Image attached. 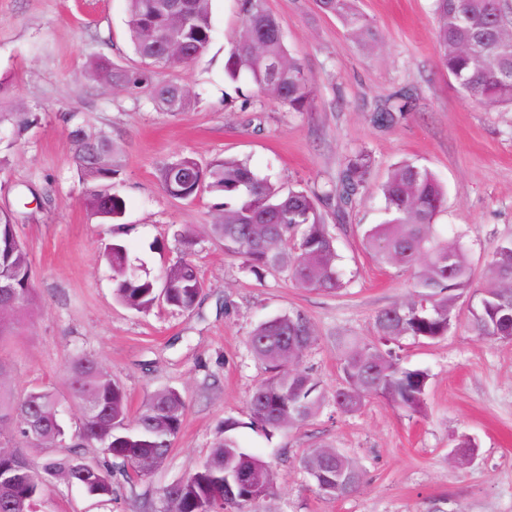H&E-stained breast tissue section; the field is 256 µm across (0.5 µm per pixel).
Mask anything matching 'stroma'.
I'll list each match as a JSON object with an SVG mask.
<instances>
[{"mask_svg": "<svg viewBox=\"0 0 512 512\" xmlns=\"http://www.w3.org/2000/svg\"><path fill=\"white\" fill-rule=\"evenodd\" d=\"M265 5L317 83L309 111H289L251 84L235 93L225 82L237 0H211L213 40L202 57L154 72L155 83L174 81L193 94L175 115L89 75L99 59L137 64L127 0H0V109L31 115L23 128L0 125V213L15 218L38 300L21 330L0 341L11 386L19 394L65 393L64 365L85 354L125 389L130 418L161 389L186 400L180 431L150 475L130 482L114 474L109 498L56 480L36 512H159V490L209 456L228 419L238 422L241 445L274 473L275 493L255 512H512V342L470 332L468 297L458 299L448 336L407 340L398 352L404 367L430 374L423 414L371 399L354 414L325 405L308 423L270 434L251 423L249 397L269 376L247 347L259 322L289 311L307 316L317 340L302 365L330 394L341 382L334 337L373 339L376 313L408 296L409 272L376 263L361 236L384 218L377 186L392 165L409 161L438 176L448 190L438 221L459 235L476 269L512 239V111L474 106L449 77L434 38V0H358L381 34L371 52L318 0ZM402 89L414 94L413 109L393 128L373 125V109ZM78 123L122 150L112 181L126 202L120 224L101 223L85 207L68 137ZM360 149L375 160L369 190L345 216L325 208L345 282L338 292L297 287L284 271L254 275L209 236L185 249L180 233L213 223L224 196L205 188L180 200L160 182L162 167L182 155L204 164L237 157L284 188L317 191L338 183ZM115 237L153 276L192 260L204 284L196 307L137 312L118 303L103 257ZM465 440L472 459L461 467L454 455ZM319 446L336 448L362 472L357 492L338 500L318 493L300 461Z\"/></svg>", "mask_w": 512, "mask_h": 512, "instance_id": "1", "label": "stroma"}]
</instances>
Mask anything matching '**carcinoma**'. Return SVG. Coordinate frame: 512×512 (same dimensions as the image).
Segmentation results:
<instances>
[{
    "label": "carcinoma",
    "instance_id": "cac0c4a2",
    "mask_svg": "<svg viewBox=\"0 0 512 512\" xmlns=\"http://www.w3.org/2000/svg\"><path fill=\"white\" fill-rule=\"evenodd\" d=\"M321 9L336 16L347 35L367 45L378 43L372 20L359 11L354 0H319ZM241 28L230 40L224 78L240 90L245 80L276 98L288 110L306 111L314 100L310 77L285 46L278 19L264 7V0H238ZM129 34L135 54L144 61L178 37L189 49L185 59L166 60L160 68L188 64L202 56L212 40L209 0H128ZM435 41L441 63L472 103L489 108L512 109V0H435ZM98 77L129 93L149 90L162 112L177 113L190 103L189 90L176 83L157 85L152 72L95 63ZM412 108V94L395 95L376 108L372 123L394 126ZM74 158L85 185L87 208L105 224L123 217L125 200L112 193L107 181L118 172L119 152L112 139L83 125L69 131ZM374 159L359 151L346 164L339 185L319 192L284 190L259 177L250 165L225 158L203 167L193 157L181 156L160 174L164 190L190 200L206 185L224 194V211L209 232L224 241V251L243 259L253 272L285 268L299 288H343L338 267L336 238L326 224L320 204L338 200L345 210L367 192ZM386 218L364 231L365 248L379 263L413 275L410 296L375 316L373 341L350 337L336 340L342 383L332 394L336 409L354 413L371 398H382L415 415L422 412L430 374L401 366L384 345L436 341L448 335L454 321L456 299L475 293V311L468 327L475 335L495 341L512 334V241L497 245L483 270L484 285L473 289L474 269L462 241L448 237L436 223L447 204V193L428 169L412 162L395 166L380 184ZM104 253L112 269L117 300L139 312L153 308L165 285V304L192 310L203 290L196 266L189 260L169 265L159 277L133 272L128 247L108 243ZM0 279L14 288V302L0 308V340L14 330L33 301V267L18 239L14 218L0 214ZM314 330L301 312L283 313L260 322L247 339L251 353L267 362L272 375L250 395L255 424L270 431L305 424L324 407L325 393L301 367L313 345ZM70 399L82 409L78 429L71 437L69 454L47 459L40 471L30 469L19 442L53 445L66 439L62 402L55 395L34 389L17 396L7 384L8 370L0 363V470L13 469L15 482H0V512H34L44 496L46 482L56 478L99 497L113 493L112 467L122 469L129 480L149 474L166 458L177 436L186 402L175 389L153 394L135 422L128 418L124 388L90 356L82 355L65 368ZM224 424V440L210 456L176 488L160 492L163 512H245V508L274 494L270 465L243 448ZM96 447L103 455L97 473L85 479L78 449ZM304 469L319 471L327 463L342 477L336 488L323 495L346 498L361 486L360 471L343 454L331 448L312 449ZM245 471L247 486L224 484V477Z\"/></svg>",
    "mask_w": 512,
    "mask_h": 512
}]
</instances>
